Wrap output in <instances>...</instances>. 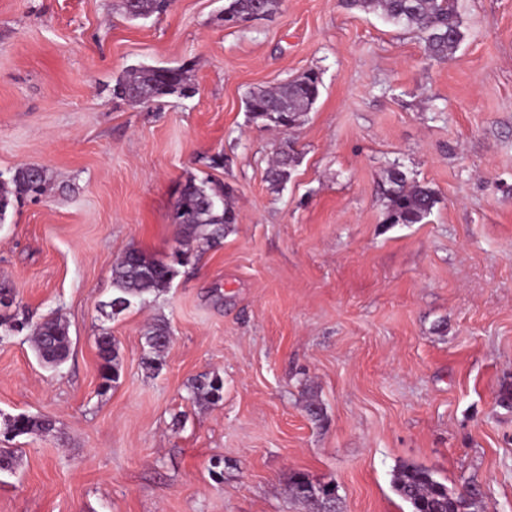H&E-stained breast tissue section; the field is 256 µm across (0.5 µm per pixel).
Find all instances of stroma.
I'll return each instance as SVG.
<instances>
[{
    "label": "stroma",
    "instance_id": "1",
    "mask_svg": "<svg viewBox=\"0 0 512 512\" xmlns=\"http://www.w3.org/2000/svg\"><path fill=\"white\" fill-rule=\"evenodd\" d=\"M224 4L132 21L118 0H0V180L36 164L52 181L0 222V289L17 319L57 313L71 338L57 367L29 331L0 339V448L20 451L0 512H301L299 473L335 483L342 512H410L392 487L403 463L512 512L497 401L512 383V0H458L444 62L339 0H283L240 27ZM140 65L188 68L195 94L113 98ZM310 70L321 95L298 127L249 120V90ZM287 142L274 190L267 162ZM396 166L436 191L429 222L385 223ZM191 176L232 187L236 224L167 292L104 318L126 249H175ZM157 320L172 335L154 370ZM104 332L120 368L105 391ZM213 376L221 399L190 400ZM19 414L54 428L13 435ZM287 148L277 152L276 157L267 168V180L269 184L277 189L288 181L289 169L295 162L294 154Z\"/></svg>",
    "mask_w": 512,
    "mask_h": 512
}]
</instances>
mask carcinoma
I'll list each match as a JSON object with an SVG mask.
<instances>
[{
  "instance_id": "carcinoma-1",
  "label": "carcinoma",
  "mask_w": 512,
  "mask_h": 512,
  "mask_svg": "<svg viewBox=\"0 0 512 512\" xmlns=\"http://www.w3.org/2000/svg\"><path fill=\"white\" fill-rule=\"evenodd\" d=\"M171 0H120V7L130 19L146 18L167 10ZM350 9L378 12L390 24L421 35L429 57L443 61L452 54L461 40L462 20L457 0H342ZM281 0H227L224 14L246 18L253 15L268 17L276 14ZM320 77L308 71L293 80L272 88L252 89L246 96V111L250 121L266 128L290 130L300 124L301 118L315 105L320 96ZM193 91V84L184 67L146 66L133 69L113 87V97L145 105L157 99L178 94L183 97ZM295 162L288 149L277 152L267 168V180L277 189L288 181L289 169ZM50 185L48 172L43 167L28 166L17 170L12 178L0 181V219L13 202L28 196L45 194ZM232 189L209 184L206 179L188 178L181 184L172 221L178 227L179 250L168 261L154 260L131 249L124 252L112 268V298L101 304L109 309L114 303L146 302L147 296H159L171 288L177 267L187 264L195 247L201 243L217 245L224 232L237 223V216L229 199ZM385 223L422 224L438 203L436 192L409 178L394 167L389 171ZM170 328L164 321L153 324L146 337L149 348L163 351L170 341ZM32 340L38 356L47 363L59 364L67 356L70 336L67 324L51 313L33 329ZM97 346L102 364L104 385L116 381L118 363L116 344L111 337H98ZM222 389L219 380L197 381L191 386V400L216 396ZM8 428L20 436L37 429L53 430L49 419H34L20 414L9 420ZM397 494L411 507V512H478L482 492L478 485H465L458 491L438 481L423 467L402 464L393 475ZM294 502L304 512H341V499L333 483L314 485L304 477L294 480L291 488Z\"/></svg>"
}]
</instances>
